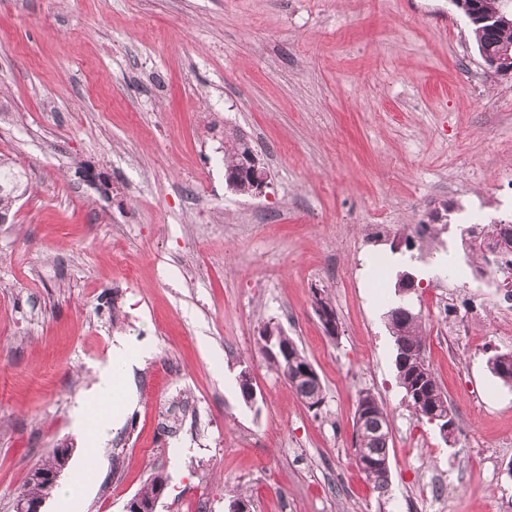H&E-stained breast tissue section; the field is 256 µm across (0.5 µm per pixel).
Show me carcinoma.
Instances as JSON below:
<instances>
[{
  "instance_id": "carcinoma-1",
  "label": "carcinoma",
  "mask_w": 512,
  "mask_h": 512,
  "mask_svg": "<svg viewBox=\"0 0 512 512\" xmlns=\"http://www.w3.org/2000/svg\"><path fill=\"white\" fill-rule=\"evenodd\" d=\"M474 27L477 48L495 50L512 47V26L495 29L480 23V20H469ZM249 148L244 138L229 133L224 137V173L233 172L238 168L241 153ZM29 189L25 173L19 170L14 162L0 155V223H5L8 212L13 204L26 195ZM474 232L460 237V243L467 259H479L486 264L485 273L489 278H500L498 267L488 266V259L481 248L486 239H497L509 250L505 264L512 267V224L472 225ZM449 229V224H419L416 235L418 239L407 238L406 248L410 251L422 249L424 244L434 242ZM388 327L395 346L396 378L404 391L408 407L414 416L437 427L443 422L435 410L455 415L448 405L447 394L443 391L435 374L426 363L414 355L424 346L422 316L414 312L407 304L399 302L387 313ZM256 345L265 357L271 369L288 385L310 409H318L324 403L321 379L306 354L298 348L295 341L288 336L283 327L269 320L258 327ZM496 361L488 366L489 371L503 384L512 386V352H501L494 355ZM356 442H368L369 457L356 459L358 468L366 480L379 491L387 488L389 475V442L391 430L389 418L384 407L369 392L361 394L355 413ZM166 485V478L159 472L150 475L144 489L136 493L140 504L152 503L161 487ZM56 484L45 480L27 479L18 497L44 500L48 498Z\"/></svg>"
}]
</instances>
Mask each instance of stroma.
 I'll list each match as a JSON object with an SVG mask.
<instances>
[{
  "label": "stroma",
  "instance_id": "1",
  "mask_svg": "<svg viewBox=\"0 0 512 512\" xmlns=\"http://www.w3.org/2000/svg\"><path fill=\"white\" fill-rule=\"evenodd\" d=\"M231 129L266 168L262 196L225 182ZM0 153L29 180L0 224V512L62 444L63 480L90 457L97 472L43 512H123L154 471L157 512L240 496L251 512H512V388L487 368L512 351V307L460 244L454 279L406 261L435 210L512 222V77L486 71L448 0H0ZM404 269L448 439L397 383L385 314ZM271 319L318 372L320 409L259 353ZM120 341L144 357L89 451L80 414ZM365 392L389 413L382 491L355 464Z\"/></svg>",
  "mask_w": 512,
  "mask_h": 512
}]
</instances>
